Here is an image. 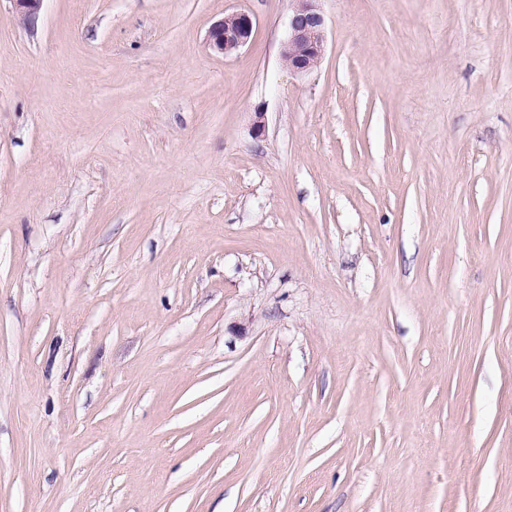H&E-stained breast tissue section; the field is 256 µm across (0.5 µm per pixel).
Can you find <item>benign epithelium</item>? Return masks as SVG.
<instances>
[{"mask_svg": "<svg viewBox=\"0 0 512 512\" xmlns=\"http://www.w3.org/2000/svg\"><path fill=\"white\" fill-rule=\"evenodd\" d=\"M22 23L32 21L43 0H11ZM288 36L281 46V60L294 74L305 75L316 69L325 54V17L317 5L319 0H293ZM254 28L253 18L245 12H232L210 27L209 49L216 55L228 56L248 44Z\"/></svg>", "mask_w": 512, "mask_h": 512, "instance_id": "obj_1", "label": "benign epithelium"}]
</instances>
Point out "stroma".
I'll list each match as a JSON object with an SVG mask.
<instances>
[{
	"instance_id": "35a3bbf8",
	"label": "stroma",
	"mask_w": 512,
	"mask_h": 512,
	"mask_svg": "<svg viewBox=\"0 0 512 512\" xmlns=\"http://www.w3.org/2000/svg\"><path fill=\"white\" fill-rule=\"evenodd\" d=\"M291 7L0 0V512H512V0ZM321 0H292L288 36L281 46V60L294 74L316 69L325 54V17L316 4ZM254 28L253 18L245 12H232L210 27L207 34L209 49L216 55L228 56L248 44Z\"/></svg>"
}]
</instances>
